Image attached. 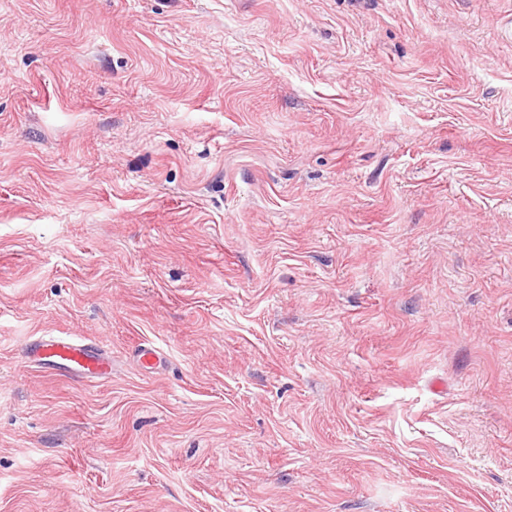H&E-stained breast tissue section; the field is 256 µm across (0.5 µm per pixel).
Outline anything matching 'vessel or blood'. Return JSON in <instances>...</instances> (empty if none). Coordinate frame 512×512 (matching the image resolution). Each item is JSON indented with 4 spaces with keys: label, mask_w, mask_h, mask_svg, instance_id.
Segmentation results:
<instances>
[{
    "label": "vessel or blood",
    "mask_w": 512,
    "mask_h": 512,
    "mask_svg": "<svg viewBox=\"0 0 512 512\" xmlns=\"http://www.w3.org/2000/svg\"><path fill=\"white\" fill-rule=\"evenodd\" d=\"M29 358L50 364L72 376L93 380L112 374V361L104 343L72 336H41L27 342Z\"/></svg>",
    "instance_id": "obj_1"
}]
</instances>
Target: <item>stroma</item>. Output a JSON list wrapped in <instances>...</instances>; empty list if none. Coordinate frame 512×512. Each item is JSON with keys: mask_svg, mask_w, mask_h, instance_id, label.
<instances>
[{"mask_svg": "<svg viewBox=\"0 0 512 512\" xmlns=\"http://www.w3.org/2000/svg\"><path fill=\"white\" fill-rule=\"evenodd\" d=\"M511 24L0 0V512H512ZM28 360L37 359L78 379L112 376V360L103 342H85L72 336H39L25 344Z\"/></svg>", "mask_w": 512, "mask_h": 512, "instance_id": "obj_1", "label": "stroma"}]
</instances>
